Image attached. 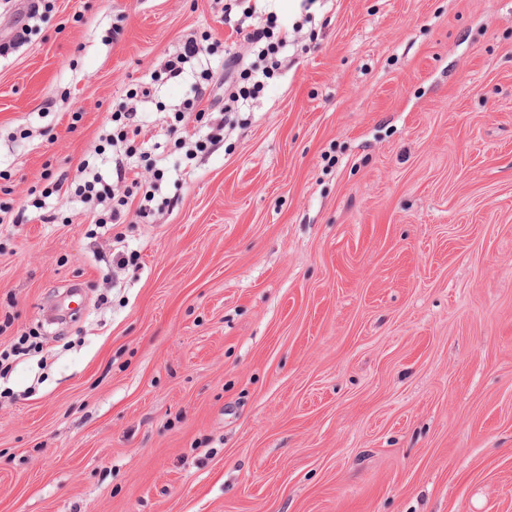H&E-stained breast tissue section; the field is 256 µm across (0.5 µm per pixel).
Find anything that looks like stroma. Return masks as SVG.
Masks as SVG:
<instances>
[{
  "label": "stroma",
  "instance_id": "1",
  "mask_svg": "<svg viewBox=\"0 0 512 512\" xmlns=\"http://www.w3.org/2000/svg\"><path fill=\"white\" fill-rule=\"evenodd\" d=\"M0 58V512H512V0H326L185 159L221 0H51ZM153 132L152 214L43 197ZM41 207H33L35 196ZM211 51L212 48L204 46L197 38H190L185 42L182 50L168 57L160 70V77L165 75L164 78L167 81L181 79L188 69H191L195 63H199L201 69L190 90L193 94L192 106L206 97L207 88L213 82V69L206 61V56L211 55ZM110 129L106 143L120 155L132 158L139 149V139L144 134L145 124L136 106L127 102L120 103L118 109L112 111ZM145 135V134H144ZM175 122L167 123L166 126V135L170 138L174 139L175 145L181 146V148H186V155L195 150H203L206 147V143L197 137L196 132H191L183 122L182 114H178L175 117Z\"/></svg>",
  "mask_w": 512,
  "mask_h": 512
}]
</instances>
